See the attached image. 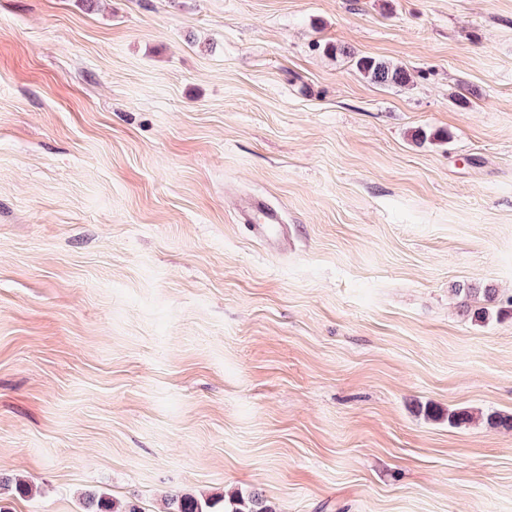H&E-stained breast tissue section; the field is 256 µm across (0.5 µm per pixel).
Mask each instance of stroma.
<instances>
[{
	"instance_id": "obj_1",
	"label": "stroma",
	"mask_w": 512,
	"mask_h": 512,
	"mask_svg": "<svg viewBox=\"0 0 512 512\" xmlns=\"http://www.w3.org/2000/svg\"><path fill=\"white\" fill-rule=\"evenodd\" d=\"M250 196L287 249L238 223ZM488 412L512 0H0V468L33 487L0 512H512ZM360 71L378 84H401L406 80V73L399 67L372 59H361L357 62ZM452 291L456 296L462 295L465 300H471L473 297L474 300L478 298L483 302L488 303L485 304L486 306L479 307L472 311L471 305L465 301L463 302L461 307L464 308V312H466L468 315L472 314V318H474L475 321L486 322L488 318H490V315H492L495 307L491 306V303L494 302L496 296V291L494 288H478L475 285H458V287L455 286ZM219 501L209 499H198L193 496L171 497L167 503L166 512H274L267 505L262 493L257 491L249 492L247 495H240L229 502V507L224 505L222 510H217Z\"/></svg>"
}]
</instances>
